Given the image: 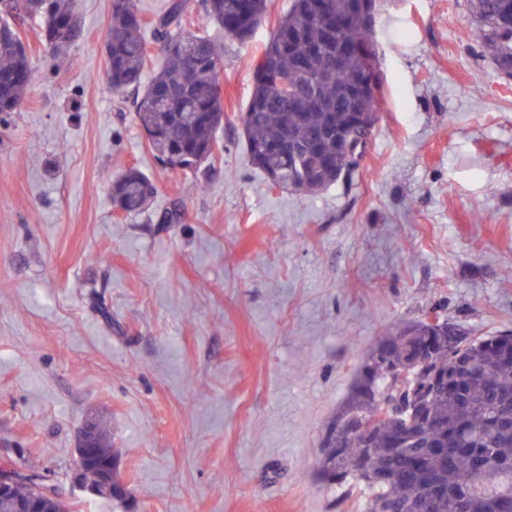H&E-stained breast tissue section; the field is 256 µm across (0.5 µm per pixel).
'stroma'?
I'll use <instances>...</instances> for the list:
<instances>
[{"label":"stroma","mask_w":512,"mask_h":512,"mask_svg":"<svg viewBox=\"0 0 512 512\" xmlns=\"http://www.w3.org/2000/svg\"><path fill=\"white\" fill-rule=\"evenodd\" d=\"M53 57L22 23L35 79L0 113V457L23 448L71 512H357L319 481L356 370L397 323L434 311L512 331V78L480 54L466 0H383L378 122L353 178L269 186L243 148L253 70L289 0L224 44L223 152L168 172L135 91L102 79L110 0H76ZM157 187L124 214L129 167ZM103 424L131 496L72 483ZM157 193L155 183L136 167L126 169L112 180V205L124 213H136L146 208Z\"/></svg>","instance_id":"obj_1"}]
</instances>
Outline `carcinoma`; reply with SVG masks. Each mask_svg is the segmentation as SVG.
Wrapping results in <instances>:
<instances>
[{
  "label": "carcinoma",
  "mask_w": 512,
  "mask_h": 512,
  "mask_svg": "<svg viewBox=\"0 0 512 512\" xmlns=\"http://www.w3.org/2000/svg\"><path fill=\"white\" fill-rule=\"evenodd\" d=\"M188 0H168L151 35L161 61L151 76L146 26L135 0H111L104 76L112 92L140 90L135 121L148 148L175 175L197 173L221 143L224 103L218 87L223 40L249 41L266 17L267 0H198L202 24L184 28ZM359 0H289L255 66V82L239 122L250 164L272 185L300 194L324 190L355 173L336 136L377 120L382 75L364 55L377 50L375 28L357 17ZM482 56L512 77V0H468ZM41 20L50 45L74 44L83 32L75 0H0V112H14L34 80L18 23ZM342 19L339 30L328 28ZM155 183L136 167L112 180V206L146 208ZM417 322L397 324L360 363L340 409L350 406L375 423L367 447L347 436L342 455L324 449L328 485L352 481L359 512H512V332L453 337ZM422 356L431 359L437 388L412 429L381 416L391 374Z\"/></svg>",
  "instance_id": "1"
}]
</instances>
